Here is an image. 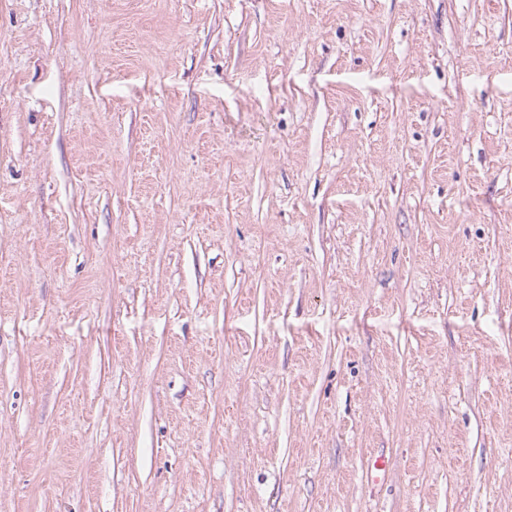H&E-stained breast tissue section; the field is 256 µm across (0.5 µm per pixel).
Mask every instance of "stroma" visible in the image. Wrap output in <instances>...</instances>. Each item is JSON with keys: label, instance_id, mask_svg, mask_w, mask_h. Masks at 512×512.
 <instances>
[{"label": "stroma", "instance_id": "obj_1", "mask_svg": "<svg viewBox=\"0 0 512 512\" xmlns=\"http://www.w3.org/2000/svg\"><path fill=\"white\" fill-rule=\"evenodd\" d=\"M0 512H512V0H0Z\"/></svg>", "mask_w": 512, "mask_h": 512}]
</instances>
